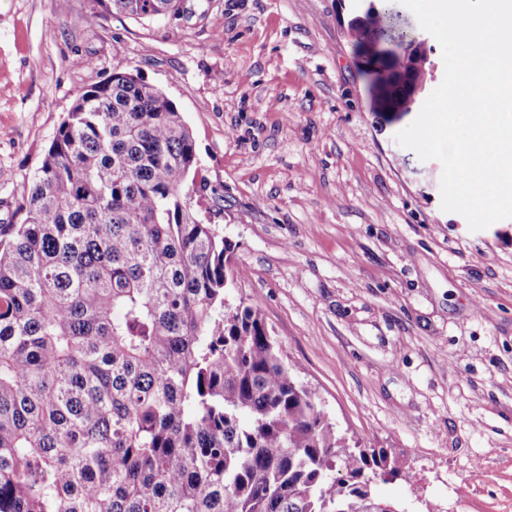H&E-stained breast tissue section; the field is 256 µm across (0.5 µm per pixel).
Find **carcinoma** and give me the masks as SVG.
<instances>
[{
  "label": "carcinoma",
  "mask_w": 512,
  "mask_h": 512,
  "mask_svg": "<svg viewBox=\"0 0 512 512\" xmlns=\"http://www.w3.org/2000/svg\"><path fill=\"white\" fill-rule=\"evenodd\" d=\"M133 19L181 0H94ZM391 15L349 22L377 57ZM405 53L364 73L409 108ZM182 112L115 73L79 94L0 224V512H383L398 458L350 448L297 376L185 181Z\"/></svg>",
  "instance_id": "carcinoma-1"
}]
</instances>
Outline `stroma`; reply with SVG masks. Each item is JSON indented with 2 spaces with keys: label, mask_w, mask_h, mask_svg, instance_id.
<instances>
[{
  "label": "stroma",
  "mask_w": 512,
  "mask_h": 512,
  "mask_svg": "<svg viewBox=\"0 0 512 512\" xmlns=\"http://www.w3.org/2000/svg\"><path fill=\"white\" fill-rule=\"evenodd\" d=\"M137 22L92 0H0V222L79 94L115 73L182 112L186 185L300 379L350 444L399 457L397 512H512V218L470 231L442 165L374 112L343 25L363 0H184Z\"/></svg>",
  "instance_id": "obj_1"
}]
</instances>
